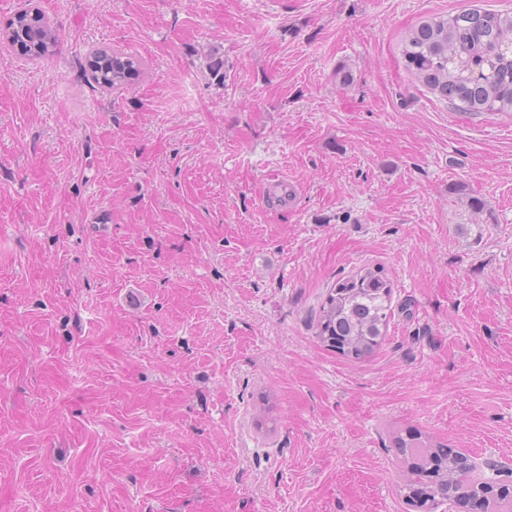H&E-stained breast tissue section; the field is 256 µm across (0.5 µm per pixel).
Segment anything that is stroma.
I'll return each mask as SVG.
<instances>
[{"label": "stroma", "instance_id": "stroma-1", "mask_svg": "<svg viewBox=\"0 0 512 512\" xmlns=\"http://www.w3.org/2000/svg\"><path fill=\"white\" fill-rule=\"evenodd\" d=\"M38 3L31 61L0 0V512H415L411 429L512 468V113L402 56L512 0ZM102 45L144 74L90 83ZM366 265L394 315L353 361L314 313ZM9 39L24 55L41 59L53 54L57 43L55 27L36 6L16 14L9 24Z\"/></svg>", "mask_w": 512, "mask_h": 512}]
</instances>
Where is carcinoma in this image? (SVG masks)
Wrapping results in <instances>:
<instances>
[{
  "mask_svg": "<svg viewBox=\"0 0 512 512\" xmlns=\"http://www.w3.org/2000/svg\"><path fill=\"white\" fill-rule=\"evenodd\" d=\"M11 43L24 55L53 54L55 27L36 6L16 14L9 24ZM404 66L416 80L456 112H512V14L470 9L431 19L412 29L402 46ZM85 72L103 89L121 88L141 71V63L110 47L92 50ZM392 284L380 266L366 265L336 281L321 302L316 337L325 346L355 360L371 356L382 344L392 316ZM406 472V502L433 508L454 496L486 512L490 499L473 492L493 479L466 464L448 446L433 444L413 431L395 437Z\"/></svg>",
  "mask_w": 512,
  "mask_h": 512,
  "instance_id": "carcinoma-1",
  "label": "carcinoma"
}]
</instances>
